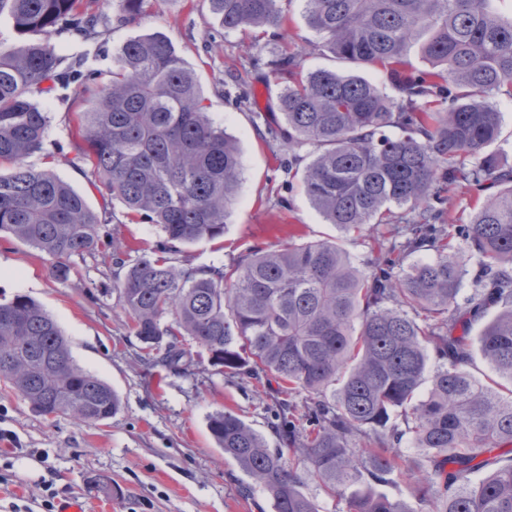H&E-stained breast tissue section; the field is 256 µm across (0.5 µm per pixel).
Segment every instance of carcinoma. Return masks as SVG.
Listing matches in <instances>:
<instances>
[{
  "label": "carcinoma",
  "mask_w": 512,
  "mask_h": 512,
  "mask_svg": "<svg viewBox=\"0 0 512 512\" xmlns=\"http://www.w3.org/2000/svg\"><path fill=\"white\" fill-rule=\"evenodd\" d=\"M91 0H0L16 42H0V233L54 260L115 256L113 288L132 335L154 365L186 371L191 347L220 372L273 390L286 449L268 447L240 416L218 410L207 429L224 456L261 488L274 512H319L303 474L346 512H512V387L476 380L480 354L512 384V166L485 149L500 134L490 99L512 98V16L492 0H304L309 26L332 58L383 67L391 100L354 74L317 68L296 77V55L267 63L264 84L282 86L277 112L252 113L288 154L312 205L342 233H372L379 257L356 266L340 240L298 242L290 232L230 266L175 264L186 245L224 236L242 190V156L208 115L194 71L162 34L127 40L111 77L98 83L66 62L52 35L88 39L110 20ZM224 30L281 29L280 0H208ZM145 0H116L120 21ZM417 44L431 62L411 73ZM76 92L89 104L71 128L77 161L98 177L105 205L151 224L163 240L132 249L104 230L84 198L53 172L25 163L42 148L46 104ZM308 152L302 156L299 150ZM498 187L467 224H447L453 188ZM432 251V260H410ZM472 292L460 298L467 265ZM486 320L478 347L472 326ZM435 363L428 372L429 362ZM0 381L42 416L82 424L112 418V387L75 362L57 322L24 294L0 303ZM305 394L303 405L289 400ZM402 418V424L393 418ZM409 437L425 461L403 465ZM488 470L477 487L468 475ZM413 481L418 508L376 491Z\"/></svg>",
  "instance_id": "carcinoma-1"
}]
</instances>
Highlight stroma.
I'll use <instances>...</instances> for the list:
<instances>
[{
    "label": "stroma",
    "instance_id": "1",
    "mask_svg": "<svg viewBox=\"0 0 512 512\" xmlns=\"http://www.w3.org/2000/svg\"><path fill=\"white\" fill-rule=\"evenodd\" d=\"M154 32L167 36L195 72L211 117L237 137L243 158V192L223 238L185 247L183 259L196 266L231 265L249 246L274 242L275 222L289 225L304 242L340 237L310 203L299 178L279 166L265 127L253 123L243 102L250 87L265 102L267 90L252 77L283 49L295 53L303 69L346 70V63L312 49L317 35L307 24L303 0H289L287 21L273 42L254 43L224 31L208 0H195L191 8L185 0H146L139 19L112 24L97 39L60 32L52 40L63 54L86 55V69L105 75L116 48ZM84 107L77 97L53 103L43 147L28 162L51 168L98 213L103 199L90 171L74 165L70 141V117ZM112 210L116 218L106 229L114 239L136 249L160 240L155 227L122 217L120 204ZM113 270L111 256L98 253L73 258L70 276L62 279L44 253L0 237V297L22 293L41 304L67 337L75 362L111 384L121 399L111 419L79 424L33 412L0 384V512H43L50 491L60 502H84L88 512H273L267 494H242L245 473L206 428L209 414L229 409L269 447H280L272 396L256 380L220 374L205 359L188 373L158 380L112 291ZM91 476L99 487L90 488Z\"/></svg>",
    "mask_w": 512,
    "mask_h": 512
}]
</instances>
